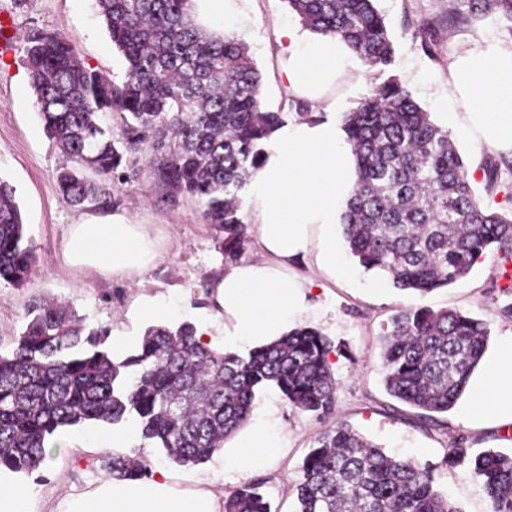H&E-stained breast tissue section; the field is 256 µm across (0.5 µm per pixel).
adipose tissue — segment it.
Here are the masks:
<instances>
[{"label":"adipose tissue","mask_w":512,"mask_h":512,"mask_svg":"<svg viewBox=\"0 0 512 512\" xmlns=\"http://www.w3.org/2000/svg\"><path fill=\"white\" fill-rule=\"evenodd\" d=\"M193 3L198 22L224 34L243 18V0ZM276 42L285 97L315 106L328 103L332 86L358 64L339 37L308 34L290 23L279 26ZM451 86L465 104L470 127L487 143L512 148V50L489 45L461 55L452 67ZM356 179L352 148L335 124L295 119L272 133L245 202L262 257L229 264L212 284L225 335L268 343L285 334L303 304L302 285L288 268L311 254L335 268L333 228ZM64 254L79 270L134 276L156 263L163 249L145 225L116 213L108 222L71 225ZM468 391L463 426L489 420L512 425V337ZM48 512H222V501L212 490L183 487L159 470L147 480L105 477L83 489L68 488Z\"/></svg>","instance_id":"adipose-tissue-1"}]
</instances>
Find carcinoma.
<instances>
[{"mask_svg": "<svg viewBox=\"0 0 512 512\" xmlns=\"http://www.w3.org/2000/svg\"><path fill=\"white\" fill-rule=\"evenodd\" d=\"M192 0H95L126 76L115 81L86 66L75 40L41 28L24 54L44 131L69 161L55 176L71 204L105 209L112 188L137 178V155L151 143L148 170L167 207L202 205L227 260L245 240L240 191L259 168L264 145L288 113L261 102V74L246 44L204 31ZM304 27L336 35L368 66L386 69L394 48L374 0H286ZM492 19L512 35V0H448V23ZM424 53L437 58L428 23ZM112 117V124L103 117ZM341 128L356 159L357 181L341 214L348 252L367 271L419 296L454 284L489 253L512 260V212L480 205L448 130L390 76L374 85ZM512 158L485 168L486 189ZM36 262L16 190L0 178V281L21 287ZM17 346L0 354V470L29 474L57 432L115 425L133 413L144 438L179 466L205 463L247 422L256 393L276 388L297 411L325 417L336 407L331 341L300 326L247 354L210 348L183 323L146 329L137 353L116 361L106 326L90 328L70 304H27ZM489 325L455 309L406 307L384 326L380 359L386 392L419 411L423 423L455 407L489 343ZM467 462L493 512H512V454L476 451L459 438L443 466ZM116 479H149V464L105 456ZM436 466L399 458L338 421L305 456L295 512H462L435 488ZM246 482L224 497V512H271Z\"/></svg>", "mask_w": 512, "mask_h": 512, "instance_id": "obj_1", "label": "carcinoma"}]
</instances>
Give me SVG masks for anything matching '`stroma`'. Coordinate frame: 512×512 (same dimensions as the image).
<instances>
[{
	"instance_id": "obj_1",
	"label": "stroma",
	"mask_w": 512,
	"mask_h": 512,
	"mask_svg": "<svg viewBox=\"0 0 512 512\" xmlns=\"http://www.w3.org/2000/svg\"><path fill=\"white\" fill-rule=\"evenodd\" d=\"M394 44L390 75L407 88L427 112H436V103L446 100L453 111L461 106L452 98L449 81L453 61L468 51L489 44L512 47V35L491 21L473 26L449 27L448 0H375ZM244 20L235 34L242 39L262 77L261 99L265 107L276 109L285 103L280 80L276 31L280 24H298V17L286 0H244ZM9 19L15 36L10 52L0 53V178L16 190L26 234L34 247L37 262L23 287L0 283V352L9 353L24 328L28 302L39 297L64 301L74 306L87 325L106 326L110 340L121 343L124 353H132L149 320L140 316L143 300L159 304L164 323L174 328L192 323L206 330L210 346L246 354L250 344L224 338V320L217 317L207 287L224 272L225 260L216 233L202 217L201 206L184 199L175 208L154 204L157 193L148 174L123 186L114 209L88 210L72 206L54 184L57 170L66 159L46 137L35 105L34 91L24 62L21 38L32 28H42L72 36L82 61L122 80L125 64L96 17L93 0H0V20ZM432 23L439 42L438 58L428 57L421 48L417 28ZM377 81V71L368 67L363 81L345 80L337 85L323 119L339 122L343 112L354 108ZM471 184L481 203L502 211V192H488L483 169L503 156L504 151L485 143L479 135L451 131ZM122 212L166 241L162 259L138 277L120 273L80 271L70 267L63 255V241L69 225L86 220H111ZM353 269L350 278L319 268L315 257L296 261L290 268L305 286L303 307L291 323L319 329L332 342L331 372L337 383L336 412L319 418L292 409L277 389L267 388L256 396L254 414L263 416L280 440L275 458L257 459L236 467L233 449L213 455L204 464L178 467L186 486L205 487L227 493L240 483L260 479L271 503V512H294L295 488L301 479L300 466L315 438L324 429L342 420L391 455L413 457L437 464L435 486L447 492L462 512H491V504L467 467L445 468L441 460L458 436H466L472 448H494L512 453V432L493 423L463 429L458 410L441 414V426L424 428L414 409L391 398L385 391L380 365V335L396 308L423 304L434 309L452 308L486 321L490 329L489 349L512 336V321L502 320L498 309L511 302L502 291L501 261L487 255L470 273L456 283L419 297L383 285L382 274L360 267L347 257ZM122 436L125 455L150 463L152 469L169 468L170 463L140 429L121 425L68 428L58 432L67 443L60 449L56 465L44 466L31 474L0 473V484L27 482L45 492H61L70 484L83 485L102 477L103 458L108 450L102 435Z\"/></svg>"
}]
</instances>
